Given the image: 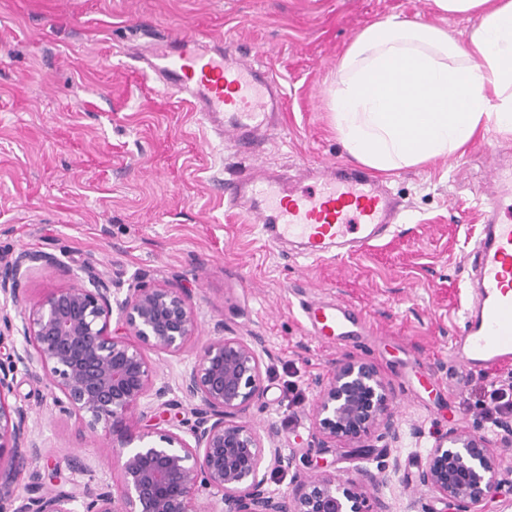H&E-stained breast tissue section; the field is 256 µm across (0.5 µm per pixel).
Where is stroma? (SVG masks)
I'll use <instances>...</instances> for the list:
<instances>
[{
  "label": "stroma",
  "instance_id": "35a3bbf8",
  "mask_svg": "<svg viewBox=\"0 0 512 512\" xmlns=\"http://www.w3.org/2000/svg\"><path fill=\"white\" fill-rule=\"evenodd\" d=\"M392 14L455 36L478 22L433 0H0V257L43 250L68 264L95 261L127 283L186 288L201 345L220 331L264 337L266 404L249 421L276 422L280 448L301 470L343 482L375 469L383 443L372 434L316 447L310 382L345 356L369 359L397 417L423 433L400 448L403 468L383 491L403 512L420 455L448 428L486 430L475 403L512 375L511 361L466 372L451 352L470 279L462 254L482 230L491 171L512 163V138L491 129L462 157L388 174L402 223L337 260L270 248L224 199L226 179L259 165L298 182L310 164L356 167L329 121L327 88L356 34ZM187 27L277 75L284 105L256 148L219 139L139 69L145 45ZM320 297L357 309L367 336L313 339L300 304ZM294 391L302 399L292 405ZM9 402L40 431L55 483L115 477L111 435L83 432L24 371ZM75 456L86 471L69 468Z\"/></svg>",
  "mask_w": 512,
  "mask_h": 512
}]
</instances>
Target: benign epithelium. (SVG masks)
<instances>
[{
    "label": "benign epithelium",
    "mask_w": 512,
    "mask_h": 512,
    "mask_svg": "<svg viewBox=\"0 0 512 512\" xmlns=\"http://www.w3.org/2000/svg\"><path fill=\"white\" fill-rule=\"evenodd\" d=\"M63 267L57 255L39 250L0 261V340L13 342V354L0 361V512H367V490L374 512H393L383 496L402 467L393 450L421 433L398 420L375 365L349 356L329 376L312 379L310 424L321 448L378 433L386 445L376 471L346 482L300 471L290 491L277 493L267 487L268 472L292 469L297 459L283 454L276 424L259 430L244 420L265 404L262 338H211L179 374L182 400L171 399V387L156 383L148 352L179 357L196 341L188 290L138 281L125 287L87 260L72 273L73 285L26 304L24 275ZM10 306L24 307L20 323ZM20 367L45 383L53 404L84 430L112 434L117 483L68 491L41 477L34 468L42 459L40 434L27 410L8 402ZM184 402L191 417L182 421L183 433L157 440L151 428L132 433L136 423L160 419ZM502 448H512V418L489 434L451 427L421 458L416 486L453 512H485L508 480ZM28 468L30 482L22 486L19 476Z\"/></svg>",
    "instance_id": "7a95c632"
}]
</instances>
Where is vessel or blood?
Returning a JSON list of instances; mask_svg holds the SVG:
<instances>
[{
	"mask_svg": "<svg viewBox=\"0 0 512 512\" xmlns=\"http://www.w3.org/2000/svg\"><path fill=\"white\" fill-rule=\"evenodd\" d=\"M144 70L165 92L189 103L205 123L233 139L258 136L280 103L273 73L244 59L227 60L223 48H207L189 28L150 49ZM312 183L301 186L267 169L238 178L229 201L258 224L265 241L298 242L306 259L362 251L389 233L400 207L388 189L362 170H339L330 162L310 167ZM495 193L489 217L466 261L473 276L463 328L452 350L470 371H485L512 359V168L493 171ZM310 336L343 341L360 335L359 314L340 301L301 307Z\"/></svg>",
	"mask_w": 512,
	"mask_h": 512,
	"instance_id": "vessel-or-blood-1",
	"label": "vessel or blood"
}]
</instances>
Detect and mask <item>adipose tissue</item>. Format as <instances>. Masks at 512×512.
Here are the masks:
<instances>
[{"label":"adipose tissue","mask_w":512,"mask_h":512,"mask_svg":"<svg viewBox=\"0 0 512 512\" xmlns=\"http://www.w3.org/2000/svg\"><path fill=\"white\" fill-rule=\"evenodd\" d=\"M474 14L466 39L392 15L336 65L330 120L348 155L381 173L463 153L482 130L512 136V0H433Z\"/></svg>","instance_id":"1"}]
</instances>
